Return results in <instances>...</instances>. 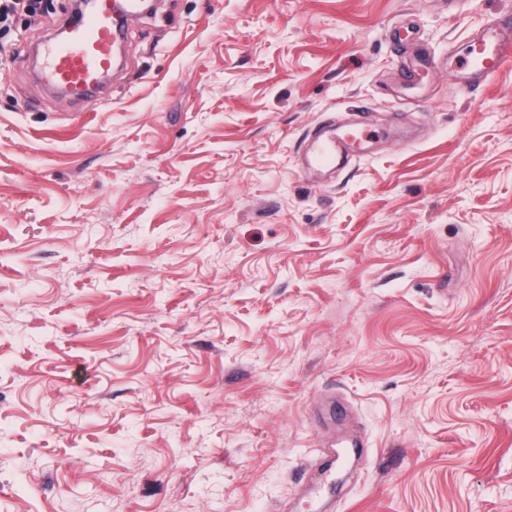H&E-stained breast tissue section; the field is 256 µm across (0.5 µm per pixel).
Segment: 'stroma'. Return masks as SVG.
I'll return each mask as SVG.
<instances>
[{"mask_svg":"<svg viewBox=\"0 0 512 512\" xmlns=\"http://www.w3.org/2000/svg\"><path fill=\"white\" fill-rule=\"evenodd\" d=\"M42 4L0 19V512H312L354 437L335 512H512V61L454 71L512 0H157L91 107ZM351 149V143L336 128L314 136L308 150L303 156V172L310 175L327 168H336V163L343 162Z\"/></svg>","mask_w":512,"mask_h":512,"instance_id":"obj_1","label":"stroma"}]
</instances>
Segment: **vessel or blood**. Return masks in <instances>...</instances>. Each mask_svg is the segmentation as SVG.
Segmentation results:
<instances>
[{"mask_svg":"<svg viewBox=\"0 0 512 512\" xmlns=\"http://www.w3.org/2000/svg\"><path fill=\"white\" fill-rule=\"evenodd\" d=\"M132 0H96L90 13L71 25L47 53L44 78L53 88L93 103L103 77L112 69L121 36L118 19L131 12ZM512 60V12L493 16L481 32L472 35L459 72L464 86L477 90L506 62ZM351 149L345 135L327 130L314 136L303 156L310 174L335 167Z\"/></svg>","mask_w":512,"mask_h":512,"instance_id":"1","label":"vessel or blood"}]
</instances>
